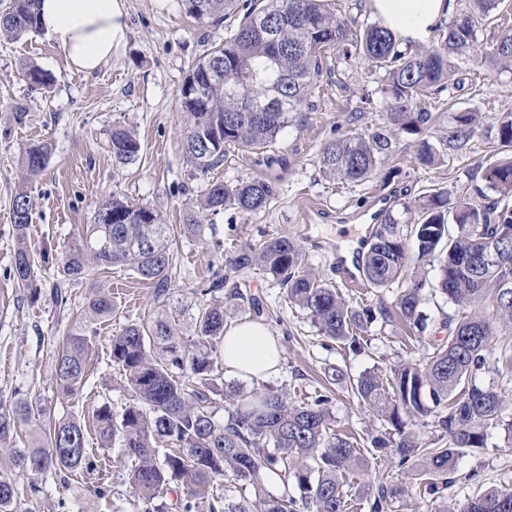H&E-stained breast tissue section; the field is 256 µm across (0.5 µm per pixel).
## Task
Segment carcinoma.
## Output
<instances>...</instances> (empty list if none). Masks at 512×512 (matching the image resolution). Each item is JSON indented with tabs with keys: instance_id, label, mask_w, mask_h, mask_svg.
I'll return each mask as SVG.
<instances>
[{
	"instance_id": "obj_1",
	"label": "carcinoma",
	"mask_w": 512,
	"mask_h": 512,
	"mask_svg": "<svg viewBox=\"0 0 512 512\" xmlns=\"http://www.w3.org/2000/svg\"><path fill=\"white\" fill-rule=\"evenodd\" d=\"M195 20L218 24L235 16L237 25L224 41L206 49L189 71L198 97L179 91L188 122L182 143L186 164L206 173L224 163L227 149L243 146L261 150L275 141L293 119L310 109L314 77L322 68V53L339 49L345 58L362 60L383 73L387 128L358 129L327 140L319 162L326 177L360 183L377 169L392 149L394 133L418 134L429 126L432 113L417 107L426 94L438 95L454 81L457 61H512V29L501 33L488 52L479 53L477 32L491 20L502 0H468L442 29L431 47L404 50L377 21L337 18L324 0H183ZM277 27L275 39L261 32ZM37 30L36 0H0V34L10 39ZM22 79L34 89L50 85L51 77L32 62L21 65ZM476 131V117L460 112L452 117L444 149L464 153ZM106 150L118 165L135 163L141 144L136 133L120 123L106 132ZM52 147L45 141L25 149L23 177L12 198L15 248L9 275L27 300L35 303L50 288L58 305L69 302V288L97 271L125 266L151 285L153 304L161 311L139 322H128L110 340L112 366L129 391L130 403L119 413L108 404L98 407L93 426L100 447L119 443L130 462L129 483L141 512H390L392 503L409 493L406 478L424 482L434 495L454 486L461 454L486 446L487 431L498 426L512 443V421L502 415L498 392L477 382L486 369L496 326L512 330V155L487 167L473 193L452 197L439 189L401 203V220L387 212L362 258L364 279L384 289L404 282L391 311L354 305L325 275L317 274L303 246L287 236L245 245L224 257L190 316L193 338L184 339L181 325L166 310L176 257L170 243L178 228L163 222L160 211L116 194L99 199L93 223L67 246L60 278L43 282L39 271L53 254H34L27 244L31 200L27 183L47 168ZM440 149L423 141L417 159L430 166ZM277 186L263 179L235 185H208L200 206L216 212L262 211L276 198ZM415 240L417 261L436 270L434 280L409 266L407 237ZM258 270L286 289L289 302L304 310L320 334L359 355L368 347L374 324L386 327L399 318L419 334L428 327L422 310L425 293L441 295L454 305L442 313L446 331L433 351L418 363L389 369L373 368L354 379L340 366L324 370L327 385L311 401L294 404L288 394L266 387L245 392L224 389V302L247 303L253 315L264 312L263 300L241 291L245 274ZM228 289L225 301L207 296ZM112 297L95 292L80 307L61 338L52 382L60 398L77 395L89 374L97 345V325L116 315ZM348 382L358 402L385 429L359 440L336 429L329 404V385ZM229 401L227 420L215 418L217 399ZM42 417L38 445L14 448L17 473L39 475L92 472L97 467L87 448V425L75 416L57 417L39 401L0 398V440L17 434L32 416ZM441 431L446 446L421 445L408 421L427 423ZM393 449L401 479L382 475L362 495L349 494L346 477L365 473L385 449ZM280 478L284 492L265 496L270 475ZM249 485L253 496L229 494L224 480ZM182 494L173 503L174 487ZM19 488L0 474V512H17ZM461 512H512V491L492 488L468 499Z\"/></svg>"
}]
</instances>
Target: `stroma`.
I'll return each mask as SVG.
<instances>
[{
    "label": "stroma",
    "instance_id": "35a3bbf8",
    "mask_svg": "<svg viewBox=\"0 0 512 512\" xmlns=\"http://www.w3.org/2000/svg\"><path fill=\"white\" fill-rule=\"evenodd\" d=\"M129 37L121 55L105 68L85 74L71 70L62 51L41 31L17 40L0 37V396L43 398L55 415H74L92 424L101 404L121 411L130 399L112 366L109 341L124 324L148 317L152 290L148 284L115 269L94 274L91 282L71 290L70 310L51 298L18 302L8 278L15 239L12 198L18 184L24 149L48 141L51 160L45 172L28 186L32 209L28 243L33 252L51 248L62 255L82 226L93 220L94 205L117 194L160 210L169 224L188 223L197 198L209 183L236 184L255 177L275 183L279 197L269 209L243 214L234 209L203 213V230L179 235L174 244L177 270L172 278L173 303L193 304V291L206 285L224 263L226 252L265 238L288 236L304 247L313 266L333 275L338 260L351 259L367 243L374 225L387 211L430 188L462 196L473 178L500 155L498 124L512 114V64L488 66L463 59L458 63L462 85L422 98L420 108L432 112L424 135L400 133L375 175L350 184L325 177L319 164L323 143L356 124L376 127L386 122V98L380 74L358 60H345L341 50L329 51L315 79L311 109L284 128L262 151L229 149L223 165L202 174L186 165L181 152L187 117L177 93L208 43L221 40L223 26L201 23L186 14L181 0H127ZM31 61L52 77L47 89H31L20 76V65ZM29 108L25 124H15L16 104ZM479 115L476 134L466 153L445 154L432 166L421 165L416 153L422 139L439 143L454 114ZM120 123L134 129L141 143L136 163L113 165L104 149L107 129ZM247 288L263 299L260 320L277 342L278 373L268 386L283 390L289 401L301 403L320 388L325 367L335 364L359 376L373 367L414 362L442 339L439 318L452 305L432 298L424 305L431 320L424 335L412 337L386 326L372 331L364 353L349 355L328 346L304 311L289 303L285 289L272 277L254 271ZM110 294L119 311L98 324V349L90 376L73 398L56 399L50 382L52 360L62 334L92 289ZM488 357L489 369L478 381L493 386L503 400L502 414L512 420V331L498 328ZM331 410L339 429L361 437L382 424L357 402L346 384L333 385ZM88 446L98 459L93 473L62 478L46 473L38 478L37 497L22 498L20 512H141L128 481V467L119 446L100 448L96 436ZM455 485L435 498L412 490L396 500L392 512H444L458 508L479 488H512V446L502 429H489L486 447L460 456ZM105 495H97L95 486Z\"/></svg>",
    "mask_w": 512,
    "mask_h": 512
}]
</instances>
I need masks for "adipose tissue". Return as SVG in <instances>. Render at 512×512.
I'll return each instance as SVG.
<instances>
[{"label":"adipose tissue","instance_id":"ef3b65f1","mask_svg":"<svg viewBox=\"0 0 512 512\" xmlns=\"http://www.w3.org/2000/svg\"><path fill=\"white\" fill-rule=\"evenodd\" d=\"M369 8L406 49L432 41L442 21L455 13L456 2L369 0ZM37 12L40 28L75 70L96 71L126 46L129 25L125 0H39ZM224 365L251 380L273 376L279 369L280 352L267 326L253 321L226 331Z\"/></svg>","mask_w":512,"mask_h":512}]
</instances>
